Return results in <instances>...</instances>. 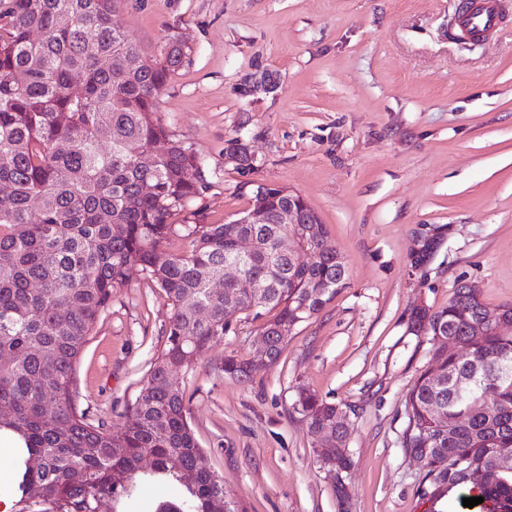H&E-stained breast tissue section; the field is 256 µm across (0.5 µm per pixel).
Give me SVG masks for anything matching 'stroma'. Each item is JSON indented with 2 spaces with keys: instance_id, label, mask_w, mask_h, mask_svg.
<instances>
[{
  "instance_id": "obj_1",
  "label": "stroma",
  "mask_w": 512,
  "mask_h": 512,
  "mask_svg": "<svg viewBox=\"0 0 512 512\" xmlns=\"http://www.w3.org/2000/svg\"><path fill=\"white\" fill-rule=\"evenodd\" d=\"M459 0H121L113 20L145 55L177 36L185 56L159 103L169 131L205 160L206 221L245 210L240 186L303 196L348 265V286L296 327L278 360L242 383L258 324L232 330L182 381L188 419L241 512H424L405 454V399L434 346L413 308L476 285L489 312L512 305V0L502 28L453 36ZM241 140L254 158L227 155ZM429 258L414 264L424 243ZM171 306L140 268L77 366L93 420L122 423L166 342ZM348 415L345 497L319 460L297 387ZM222 368L225 375L243 383L248 382L252 375L261 369L254 362L253 352L247 358L240 357L234 352L225 354Z\"/></svg>"
}]
</instances>
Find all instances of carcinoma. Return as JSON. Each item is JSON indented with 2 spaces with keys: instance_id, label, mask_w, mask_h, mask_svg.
<instances>
[{
  "instance_id": "obj_1",
  "label": "carcinoma",
  "mask_w": 512,
  "mask_h": 512,
  "mask_svg": "<svg viewBox=\"0 0 512 512\" xmlns=\"http://www.w3.org/2000/svg\"><path fill=\"white\" fill-rule=\"evenodd\" d=\"M119 2L0 0V430L38 461L21 475L30 512H97L106 498L119 510L144 483L182 486L153 512H237L188 422L179 373L224 341L229 310L263 320L277 362L288 342L279 328L318 314L348 267L326 225L276 223L288 205L278 189L249 195L246 212L262 207L266 224L206 222L196 206L204 159L156 117L184 46L171 36L145 56L113 21ZM242 237L255 242L240 266L254 287L229 280L218 296L212 282L238 261ZM173 239L188 248L169 250ZM132 266L171 301L167 345L124 423L106 427L77 407L76 372ZM410 324L438 344L405 401L403 448L425 468L426 512H446L464 489L486 512H512V377L498 375L512 367V306L492 321L479 289L461 285ZM445 340L463 354L445 352ZM258 370L251 355H224V374L240 382ZM296 406L343 453L347 413L305 387Z\"/></svg>"
}]
</instances>
